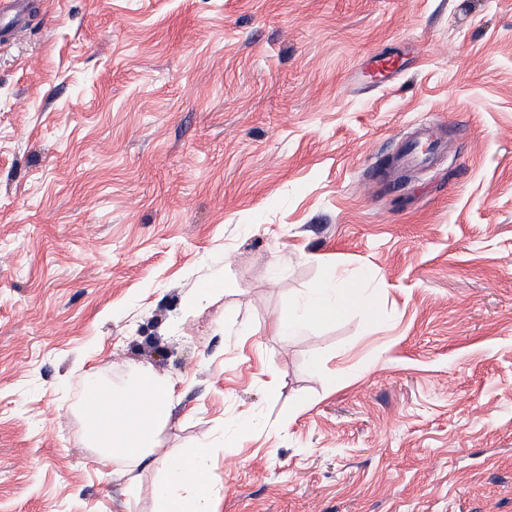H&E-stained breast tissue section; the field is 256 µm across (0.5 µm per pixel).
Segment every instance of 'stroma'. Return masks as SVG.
I'll return each mask as SVG.
<instances>
[{"instance_id": "1", "label": "stroma", "mask_w": 512, "mask_h": 512, "mask_svg": "<svg viewBox=\"0 0 512 512\" xmlns=\"http://www.w3.org/2000/svg\"><path fill=\"white\" fill-rule=\"evenodd\" d=\"M31 2L0 512H151L157 465L100 462L78 412L135 368L175 382L159 454L215 448L211 512H512V0ZM425 122L433 165L380 175ZM325 281L366 306L277 335Z\"/></svg>"}]
</instances>
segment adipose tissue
I'll return each instance as SVG.
<instances>
[{"instance_id":"obj_1","label":"adipose tissue","mask_w":512,"mask_h":512,"mask_svg":"<svg viewBox=\"0 0 512 512\" xmlns=\"http://www.w3.org/2000/svg\"><path fill=\"white\" fill-rule=\"evenodd\" d=\"M356 290L336 291L334 283L318 284L305 298L284 310L275 323L283 336L302 324L335 320L350 307L360 305ZM86 399L82 406L85 440L100 459L124 472L135 471L159 446V434L168 423L175 384L167 376L142 368L132 372L127 385L104 389L93 375H85ZM210 448L168 459V480L159 486L153 512H207L210 485L206 460Z\"/></svg>"}]
</instances>
